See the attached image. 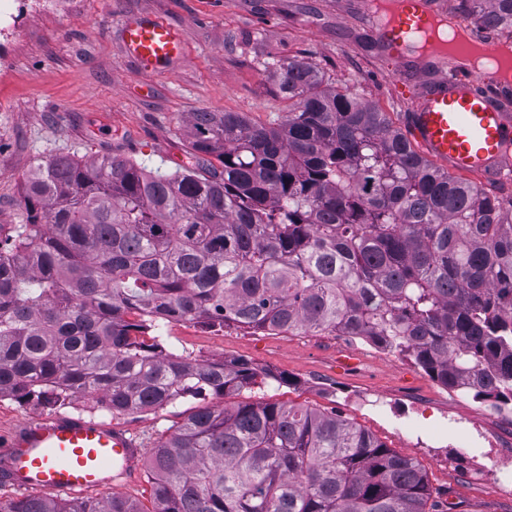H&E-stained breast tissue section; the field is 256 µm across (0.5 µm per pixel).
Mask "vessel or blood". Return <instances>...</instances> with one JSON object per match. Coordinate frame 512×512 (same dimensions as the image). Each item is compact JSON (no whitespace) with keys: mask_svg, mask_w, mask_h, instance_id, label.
<instances>
[{"mask_svg":"<svg viewBox=\"0 0 512 512\" xmlns=\"http://www.w3.org/2000/svg\"><path fill=\"white\" fill-rule=\"evenodd\" d=\"M418 14V24L400 14L374 23L376 41L419 78L406 138L449 170L487 183L512 177V110L500 102L503 85L482 92L473 73L442 71L437 42L413 58L424 21L437 17L433 0H419ZM123 42L127 55L152 72L182 52L174 29L151 15L126 23ZM141 457V448L121 427L80 417L37 418L0 435V483L29 493H95L111 488L113 474L134 478Z\"/></svg>","mask_w":512,"mask_h":512,"instance_id":"vessel-or-blood-1","label":"vessel or blood"}]
</instances>
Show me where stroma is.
Wrapping results in <instances>:
<instances>
[{
    "instance_id": "stroma-1",
    "label": "stroma",
    "mask_w": 512,
    "mask_h": 512,
    "mask_svg": "<svg viewBox=\"0 0 512 512\" xmlns=\"http://www.w3.org/2000/svg\"><path fill=\"white\" fill-rule=\"evenodd\" d=\"M367 0H77L67 14L28 17L0 72V225L24 223L21 186L48 157L85 162L103 156L132 159L161 172L187 161L192 113L240 112L271 124L288 111L275 90L277 63H316L329 86L381 108L403 129L413 95L397 61L369 45ZM149 13L168 22L183 46L182 61L149 73L122 43L127 19ZM170 351L193 359L245 360L289 377L243 391L246 402H287L336 413L366 429L388 448L415 458L444 512H512V496L475 481L455 463L419 448L415 430L464 417L492 435L499 421L489 402L456 399L413 361L360 341L352 367L340 364L336 334H274L226 325L215 331L186 321L160 332ZM391 401L377 413L355 396ZM182 400L162 409L114 415L87 399L67 405L0 398V430L44 415L80 416L132 431L151 449L195 407Z\"/></svg>"
}]
</instances>
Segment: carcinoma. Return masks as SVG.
Listing matches in <instances>:
<instances>
[{
  "mask_svg": "<svg viewBox=\"0 0 512 512\" xmlns=\"http://www.w3.org/2000/svg\"><path fill=\"white\" fill-rule=\"evenodd\" d=\"M477 13L512 27V0ZM278 123L195 112L190 161L41 160L0 238V398H88L113 414L199 406L151 449V507L47 493L0 512H434L427 474L364 428L232 402L286 379L166 352L161 324L339 332L448 389L512 400V202L409 145L386 113L290 59Z\"/></svg>",
  "mask_w": 512,
  "mask_h": 512,
  "instance_id": "obj_1",
  "label": "carcinoma"
}]
</instances>
